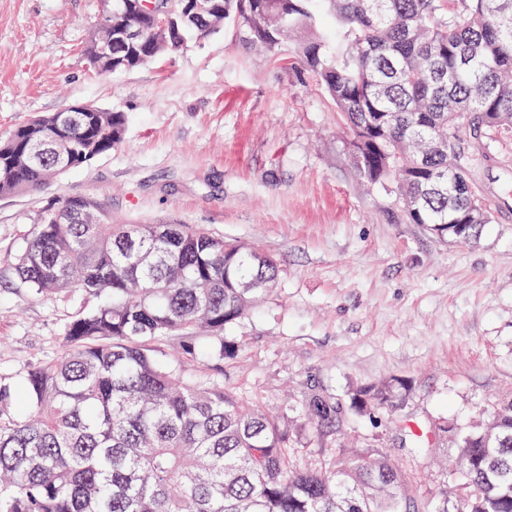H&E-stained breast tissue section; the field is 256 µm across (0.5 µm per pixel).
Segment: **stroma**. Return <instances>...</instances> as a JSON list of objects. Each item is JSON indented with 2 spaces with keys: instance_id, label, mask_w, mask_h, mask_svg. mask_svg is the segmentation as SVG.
<instances>
[{
  "instance_id": "35a3bbf8",
  "label": "stroma",
  "mask_w": 512,
  "mask_h": 512,
  "mask_svg": "<svg viewBox=\"0 0 512 512\" xmlns=\"http://www.w3.org/2000/svg\"><path fill=\"white\" fill-rule=\"evenodd\" d=\"M102 0H0V139L83 102L124 113L120 144L44 187L0 197V379L56 357L93 298L34 294L14 260L47 203L90 196L119 224H185L254 244L281 265L275 287L230 334L224 381L277 410L316 380L339 397L406 381L401 420L481 425L512 400V146L471 179L494 221L468 243L405 223L396 190L359 174L327 93L287 45L253 46L241 18L178 54L91 72L86 46ZM393 424L354 420L348 438L445 485L451 443L420 461Z\"/></svg>"
}]
</instances>
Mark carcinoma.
I'll return each mask as SVG.
<instances>
[{"label":"carcinoma","mask_w":512,"mask_h":512,"mask_svg":"<svg viewBox=\"0 0 512 512\" xmlns=\"http://www.w3.org/2000/svg\"><path fill=\"white\" fill-rule=\"evenodd\" d=\"M183 12L165 0L178 30L138 8L140 39L111 63L98 19L87 55L108 74L180 52L239 14L250 39L274 49L295 36L289 59L311 73L345 117L349 147L369 183L396 182L410 224L439 239L467 224V243L493 223L470 181L488 149L512 140V0H210ZM125 116L51 112L0 141V196L31 191L84 167L121 141ZM21 283L40 294L77 289L107 300L67 327L59 356L30 367L19 386L0 381V512H448L420 496L415 477L381 448L317 453L298 446L297 417L322 447L356 416L399 401L403 383L380 379L348 399L313 385L298 405L271 415L224 384L237 346L226 334L273 288L278 261L184 224H114L91 197L48 204L15 258ZM176 337L182 359L156 342ZM211 362L200 377L183 360ZM454 430L462 472L448 471L456 512H512V402L477 430L454 423L407 428L403 446L427 454Z\"/></svg>","instance_id":"obj_1"}]
</instances>
